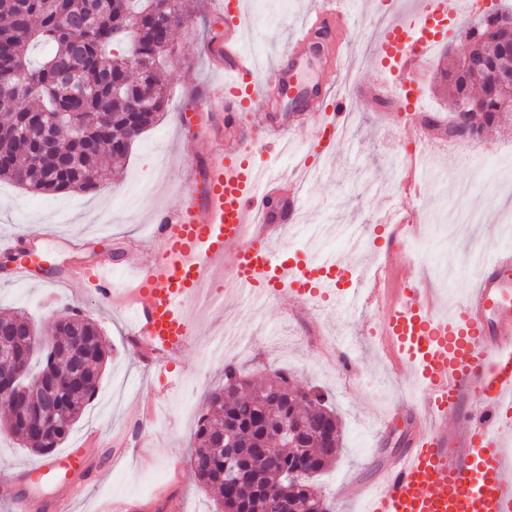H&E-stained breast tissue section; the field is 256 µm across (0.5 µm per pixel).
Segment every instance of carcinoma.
<instances>
[{
	"instance_id": "obj_1",
	"label": "carcinoma",
	"mask_w": 512,
	"mask_h": 512,
	"mask_svg": "<svg viewBox=\"0 0 512 512\" xmlns=\"http://www.w3.org/2000/svg\"><path fill=\"white\" fill-rule=\"evenodd\" d=\"M84 27L67 31L69 18ZM487 12L459 38L470 45L468 61L457 59L441 74L454 101L468 99L448 121V135H487L499 127V102L487 82L490 51L500 20ZM0 65L10 74L0 83V180L45 194L92 192L112 163L123 160L164 108L166 86L157 57L160 40L189 21L183 0H0ZM33 42L49 47L44 61L28 59ZM53 123L48 145L35 137L38 123ZM51 348L32 359L16 345L22 372L36 371L47 389H57V408L23 387L3 391L10 413L4 429L29 449L48 454L68 436L98 390L109 357L98 326L70 309L53 325ZM205 414L194 433L189 465L214 494L217 512H272L279 499L292 512H328L318 488L288 481L297 468L320 473L336 458L339 426L324 394L301 389L280 373L257 388L237 367L224 366V384L203 398ZM296 432L298 447L282 446L281 431ZM240 449L239 464L252 470L265 492L250 483H226L225 444Z\"/></svg>"
}]
</instances>
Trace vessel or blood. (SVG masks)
<instances>
[{
    "label": "vessel or blood",
    "mask_w": 512,
    "mask_h": 512,
    "mask_svg": "<svg viewBox=\"0 0 512 512\" xmlns=\"http://www.w3.org/2000/svg\"><path fill=\"white\" fill-rule=\"evenodd\" d=\"M460 15L459 0H418L404 21L378 28L374 55L392 74L404 112L418 110L419 71L447 40L449 17ZM242 17V0H225L224 41L212 48L211 59L233 79L198 100L201 117L215 120L213 134L179 210L157 219L155 258L131 280L125 305L132 335L146 338L150 364L178 354L197 334L185 307L214 286L221 269L238 287L259 289L266 303L286 297L303 306L358 301L380 313L384 350L395 363L414 366L425 396L424 405L406 403L413 444L379 472L372 492L363 493L364 512H512V247L486 260L449 318L418 278L367 276L349 293L342 286L348 259L295 258L274 249V240L293 229L302 198L285 171L253 165L250 157L257 147L297 140L308 152L335 151V132L354 105L338 92L350 60L336 51L326 61L325 79L316 82L305 80L303 61L315 40L344 41L353 15L345 0H318L266 77L242 47ZM257 101L267 116L253 125L243 114ZM273 200L278 210L270 209ZM373 233L382 253L403 245V234L391 225L377 224ZM86 278L97 297L112 299L110 262ZM94 453L84 441L16 471L18 512H29L38 480L60 488L52 505L65 512L70 499L64 491Z\"/></svg>",
    "instance_id": "1"
}]
</instances>
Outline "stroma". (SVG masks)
<instances>
[{"label": "stroma", "mask_w": 512, "mask_h": 512, "mask_svg": "<svg viewBox=\"0 0 512 512\" xmlns=\"http://www.w3.org/2000/svg\"><path fill=\"white\" fill-rule=\"evenodd\" d=\"M248 11L264 16L247 31V47L272 66L276 49L290 36L296 19L310 11L314 0H246ZM379 0H364L350 30L348 54L356 69L351 88L358 94L360 117L350 137L336 149L334 168L304 190L305 209L285 241L291 250L308 246L313 252L347 251L346 230H364L375 221L386 195L396 189L399 166L396 146L404 131L396 113L378 104L376 86L384 74L372 61L371 39ZM189 27L173 37L174 53L166 68L168 102L158 122L134 143L125 165L106 177L99 191L42 195L0 182V234H22L35 240L44 231L55 238L47 252L53 265L95 267L104 257L103 243L139 239L142 248L124 247L114 265L115 288L127 283L128 266L141 263L155 243L150 229L163 213H175L192 178V166L203 148L202 134L189 121L194 93L218 79L209 58L212 39L224 21L213 0H185ZM468 46L448 37L438 46L423 75V93L430 113L450 116L454 109L436 77ZM442 148L431 166L445 172V182L423 193L418 208L436 236H424L418 251L403 248L386 256L366 247L351 254L359 270L388 261L402 275L423 277L426 287L440 290L444 311L458 303L470 279L463 275L469 245L493 253L504 235L499 224L474 225L471 237L459 236L453 225L438 224L444 212L448 181L476 182L481 192L501 165L500 152L512 151V121L486 137L452 139L439 134ZM88 242L72 252L68 238ZM456 270L452 294L435 267ZM222 301L206 306L198 320V340L162 365L147 368L145 358L128 334L124 311L117 304L90 298L78 284L34 288L10 282L0 269V314L23 307L35 325L44 326L67 309H79L100 327L109 351L102 382L84 414L73 426L64 447L78 445L92 430L120 444L113 461L95 465L85 476L87 486L70 504L71 512H103L109 503L127 504L130 512H154L161 496L181 504V512H212L210 493L198 483L187 459L193 431L201 414L202 396L224 382L225 363L260 382L280 371L302 388L326 393L341 424L337 458L316 485L333 512H360L361 502L342 496L351 481H373L377 469L404 449L411 436L405 420H397L379 436L382 418L403 402L420 399L413 366L392 369L374 347L376 318L359 306L312 310L288 299L261 306L259 315L245 308L232 280H224Z\"/></svg>", "instance_id": "obj_1"}]
</instances>
